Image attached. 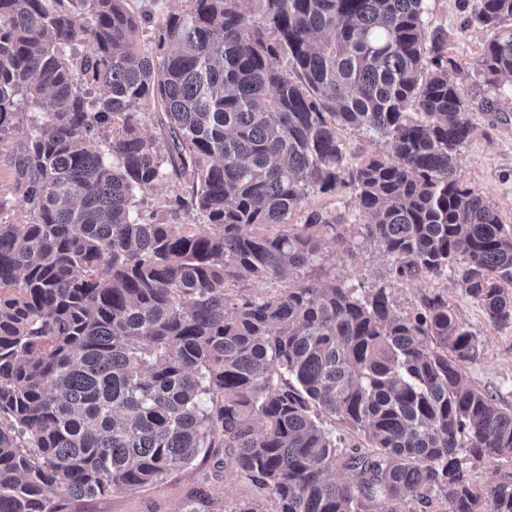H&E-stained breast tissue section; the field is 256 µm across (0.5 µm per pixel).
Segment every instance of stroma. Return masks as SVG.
<instances>
[{"instance_id":"obj_1","label":"stroma","mask_w":512,"mask_h":512,"mask_svg":"<svg viewBox=\"0 0 512 512\" xmlns=\"http://www.w3.org/2000/svg\"><path fill=\"white\" fill-rule=\"evenodd\" d=\"M426 5V22L444 28L448 34V54L463 68L464 86L471 102L475 132L459 151L456 175L460 182L485 195L503 224L512 226V106L502 112L481 109L484 99L496 95L478 73L483 45L490 34L474 23L473 0H426ZM314 209L347 224L352 244L347 251L324 244L321 257L311 270L312 276L366 289L387 280V258L358 233L364 219L350 191L333 195L309 193L302 209L294 213L293 223H303L307 213ZM435 290L447 294L459 321L481 343L480 359L467 368L470 382L496 395L502 407H512V328L493 327L482 308L460 288L456 274L395 285L393 307L402 315L412 313L420 297ZM223 457V449H211L207 457L198 458L193 466L173 473L161 484L77 501L72 503L71 512H181L186 498L200 493L211 496L210 512H237L246 504L256 507L258 512H273L274 502L266 490L237 477L231 469L217 468V461Z\"/></svg>"}]
</instances>
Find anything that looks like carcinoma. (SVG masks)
Instances as JSON below:
<instances>
[{
    "instance_id": "obj_1",
    "label": "carcinoma",
    "mask_w": 512,
    "mask_h": 512,
    "mask_svg": "<svg viewBox=\"0 0 512 512\" xmlns=\"http://www.w3.org/2000/svg\"><path fill=\"white\" fill-rule=\"evenodd\" d=\"M255 2L189 0L145 45L129 0H0V512L155 486L205 448L274 512H512V410L467 380L478 339L440 292L392 300L451 270L512 327V227L456 177L474 125L447 35L426 0ZM474 2L479 74L507 99L512 0ZM151 105L165 148L140 130ZM345 127L387 158L348 166ZM166 177L189 188L169 222L137 201ZM344 189L389 282L228 301L344 245L320 210L290 223ZM468 461L508 472L478 485Z\"/></svg>"
}]
</instances>
